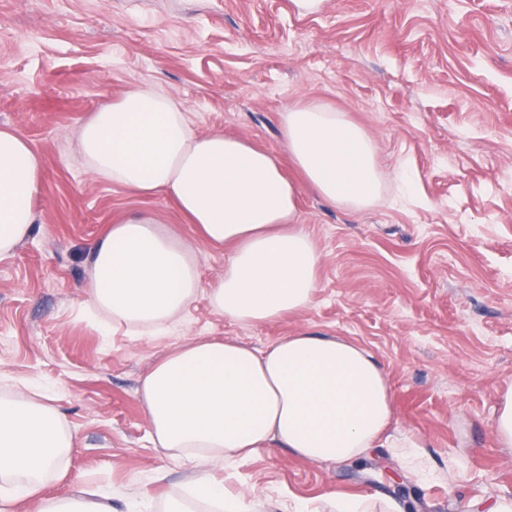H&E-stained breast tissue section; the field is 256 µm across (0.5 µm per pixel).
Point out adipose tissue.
<instances>
[{
    "label": "adipose tissue",
    "mask_w": 512,
    "mask_h": 512,
    "mask_svg": "<svg viewBox=\"0 0 512 512\" xmlns=\"http://www.w3.org/2000/svg\"><path fill=\"white\" fill-rule=\"evenodd\" d=\"M288 154L305 183L332 206L360 210L383 186L370 135L319 104L279 114ZM95 175L139 195L173 199L202 242L226 247L224 274L203 285L196 249L148 214L111 225L90 250L89 305L111 323L158 332L200 290L230 321L257 325L312 305L322 260L296 225L298 187L275 159L245 140L197 133L183 103L145 88L104 101L78 129ZM41 164L27 140L0 129V258L34 229ZM139 399L156 447L185 462L217 466L267 448L313 463L361 460L373 448H402L391 433L387 371L362 345L300 332L256 351L232 340L193 339L158 360ZM73 443L57 409L18 394L0 397V512H113L98 490L45 495ZM193 500L223 512H250L244 491L202 475Z\"/></svg>",
    "instance_id": "ef3b65f1"
}]
</instances>
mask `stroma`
I'll return each mask as SVG.
<instances>
[{"mask_svg":"<svg viewBox=\"0 0 512 512\" xmlns=\"http://www.w3.org/2000/svg\"><path fill=\"white\" fill-rule=\"evenodd\" d=\"M146 86L183 102L194 130L243 139L299 183L297 224L323 256L313 304L266 324L224 319L200 292L160 334L104 332L88 305L89 248L141 213L196 244L203 283L224 249L200 243L170 198L141 196L86 167L76 127ZM347 113L375 140L384 173L368 208L333 207L302 185L279 114L295 103ZM41 160L35 227L0 259V395L36 391L73 439L54 496L94 487L114 512H165L190 500L195 469L156 448L139 400L143 376L192 338L265 349L305 331L366 346L386 367L397 448L356 466L284 449L225 465L253 512L339 495L407 512H465L512 497V447L492 427L512 384V0H0V128Z\"/></svg>","mask_w":512,"mask_h":512,"instance_id":"1","label":"stroma"}]
</instances>
